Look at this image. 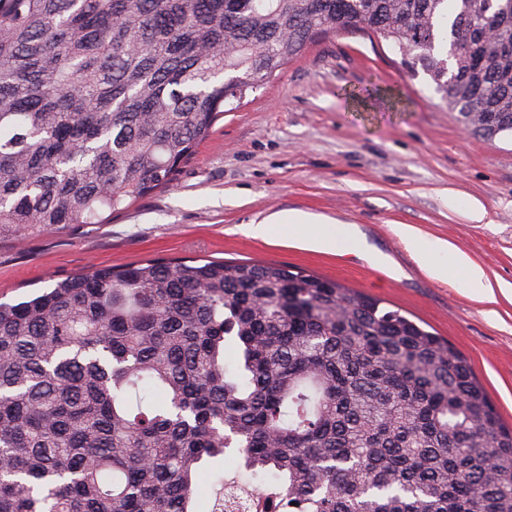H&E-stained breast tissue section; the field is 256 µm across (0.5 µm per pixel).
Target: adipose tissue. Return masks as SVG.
Masks as SVG:
<instances>
[{
    "instance_id": "obj_1",
    "label": "adipose tissue",
    "mask_w": 512,
    "mask_h": 512,
    "mask_svg": "<svg viewBox=\"0 0 512 512\" xmlns=\"http://www.w3.org/2000/svg\"><path fill=\"white\" fill-rule=\"evenodd\" d=\"M311 222L312 219L308 215L295 211H284L259 223L246 225L245 231L248 235L263 238L269 234L272 225L282 224L287 226L289 233L301 241L314 240L327 247L335 246L336 237L339 233L337 226H326L319 236L313 237L309 234ZM399 234L406 245L415 252L418 259L427 263L428 271L434 278L445 279L448 276L449 268H456L463 275L469 291L478 300L490 305L497 303L496 288L488 279L482 267L473 263L464 252L444 240H425L414 227L409 225L400 226ZM435 253L447 254L452 260L451 266L446 267L430 263L429 258Z\"/></svg>"
}]
</instances>
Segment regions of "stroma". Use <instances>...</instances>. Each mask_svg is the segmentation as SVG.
<instances>
[{"instance_id": "stroma-1", "label": "stroma", "mask_w": 512, "mask_h": 512, "mask_svg": "<svg viewBox=\"0 0 512 512\" xmlns=\"http://www.w3.org/2000/svg\"><path fill=\"white\" fill-rule=\"evenodd\" d=\"M428 75H411L390 42L342 32L308 47L246 91L183 165L172 187L108 224L0 245V302L99 264L145 259L257 261L307 269L401 309L469 361L512 427V299L469 293L456 269L432 278L397 233L413 226L448 241L492 283L512 287V133L461 136ZM487 211L470 219L473 203ZM345 226L350 240L314 249L274 227H244L281 211Z\"/></svg>"}]
</instances>
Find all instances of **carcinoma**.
<instances>
[{
    "label": "carcinoma",
    "instance_id": "carcinoma-1",
    "mask_svg": "<svg viewBox=\"0 0 512 512\" xmlns=\"http://www.w3.org/2000/svg\"><path fill=\"white\" fill-rule=\"evenodd\" d=\"M341 31L512 132V0H0V244L169 187L227 102ZM230 454L272 512H512L466 357L335 280L151 259L0 303V512H197ZM228 468H232L229 466V460L225 461H216L207 464L205 467L204 473H203V481L205 482L204 485V492H203V499H204V507L202 510L205 512H209L210 507L206 506V503L209 504L210 500L213 498V484L216 482L217 478L219 476L224 475V470L227 471Z\"/></svg>",
    "mask_w": 512,
    "mask_h": 512
}]
</instances>
